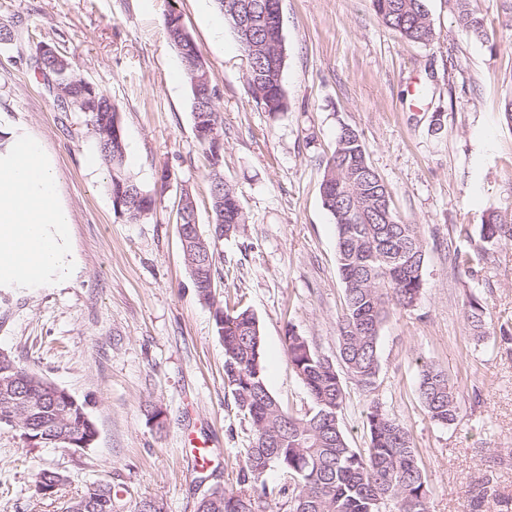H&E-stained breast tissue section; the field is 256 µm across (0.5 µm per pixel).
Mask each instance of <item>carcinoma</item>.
Listing matches in <instances>:
<instances>
[{
    "instance_id": "carcinoma-1",
    "label": "carcinoma",
    "mask_w": 512,
    "mask_h": 512,
    "mask_svg": "<svg viewBox=\"0 0 512 512\" xmlns=\"http://www.w3.org/2000/svg\"><path fill=\"white\" fill-rule=\"evenodd\" d=\"M270 0H216L232 26L246 59V81L252 97L267 112H284L288 97L283 85V34L273 36L267 22ZM458 22L476 34L483 19L472 0H455ZM372 8L385 27L401 38L428 44L434 38L426 0H372ZM162 24L178 55L190 89L195 137L209 161L208 190L213 228L224 234L246 223L240 195L224 180V154L215 143L224 141V121L216 108L215 92L201 51L174 7L163 13ZM43 69L62 78L55 98L62 111L81 112L102 163L109 174L108 190L131 223L149 218L154 195L143 189L126 169V141L110 135L121 125L112 98L77 76L72 62L61 52L48 56ZM323 206L336 231V261L344 286V308L338 319L339 359L349 378L368 394L376 386L373 370L380 369L378 342L391 305L411 307L423 290L426 241L417 224L402 220L392 203L387 184L371 166L360 135L343 125L336 145L325 160L320 184ZM183 225L190 271L199 300L214 308L213 319L224 344V386L247 418L252 438L245 449L236 488L211 487L194 504V512H258L260 504L284 499L289 512H429L430 488L418 450L408 427L372 401L365 414L369 445L350 447L343 429L346 400L336 364L319 354L308 337L288 327L285 347L295 376L306 389L310 409L303 415L287 412L267 387L262 336L254 313L247 308L215 302V246L217 234L197 240L195 212L177 208ZM457 237L475 243V253L488 259L503 243L512 241V221L492 211L482 223L455 225ZM453 264L475 277L472 253L456 250ZM468 319L479 337L488 334L484 307L468 298ZM419 392L435 423L448 426L460 413L458 393L448 375L432 366L420 371ZM17 428L20 435L49 443L62 436L94 445L96 426L87 402L68 401L55 384L38 377L11 355H0V426ZM277 471L283 481L268 475ZM68 477L42 470L35 484L63 489ZM106 507L82 512H146L147 498L134 495L123 484L108 483L101 495Z\"/></svg>"
}]
</instances>
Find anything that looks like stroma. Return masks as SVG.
<instances>
[{"label":"stroma","mask_w":512,"mask_h":512,"mask_svg":"<svg viewBox=\"0 0 512 512\" xmlns=\"http://www.w3.org/2000/svg\"><path fill=\"white\" fill-rule=\"evenodd\" d=\"M172 4L210 72L224 119V177L247 216L217 243L215 299L240 298L257 316L269 389L287 411L311 406L286 354L288 326L319 354L338 355L344 294L319 186L344 123L427 243L420 300L390 307L381 330L376 391L345 384L349 444L367 447L365 412L378 401L411 431L430 512H502L501 501H512V343L477 339L465 302L482 303L491 329L512 330V242L473 279L450 258L453 225L480 224L490 209L512 212V126L503 116L512 99V0H479L481 39L459 25L454 0H427L435 37L426 45L387 29L371 0H282L288 109L274 117L248 90L232 27L214 35L215 0H0V19L55 45L118 104L128 168L156 195L148 221L120 215L83 113L60 111L26 40L0 45V127L24 128L53 158L82 267L34 291L0 287V351L85 401L98 431L94 447L77 453L27 445L0 427V512H61L36 491L43 469L68 477L69 496L95 480L118 481L165 512H193L214 483L235 484L251 440L224 387V347L176 224L187 187L203 234L212 231L208 162L162 26ZM165 168L172 179L160 190ZM424 362L459 390L453 425L432 422L420 401ZM151 406L162 409L163 427L148 420ZM485 488L490 496L474 508Z\"/></svg>","instance_id":"obj_1"}]
</instances>
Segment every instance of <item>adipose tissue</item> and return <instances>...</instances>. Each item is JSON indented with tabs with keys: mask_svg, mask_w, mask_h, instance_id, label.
<instances>
[{
	"mask_svg": "<svg viewBox=\"0 0 512 512\" xmlns=\"http://www.w3.org/2000/svg\"><path fill=\"white\" fill-rule=\"evenodd\" d=\"M70 223L42 143L8 133L0 144V285L38 288L74 277L79 266L68 242Z\"/></svg>",
	"mask_w": 512,
	"mask_h": 512,
	"instance_id": "obj_1",
	"label": "adipose tissue"
}]
</instances>
